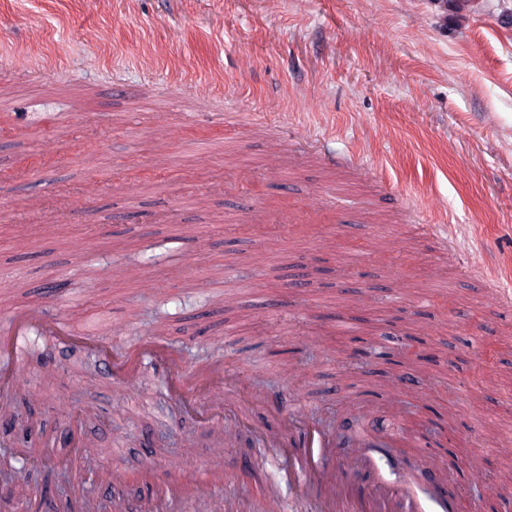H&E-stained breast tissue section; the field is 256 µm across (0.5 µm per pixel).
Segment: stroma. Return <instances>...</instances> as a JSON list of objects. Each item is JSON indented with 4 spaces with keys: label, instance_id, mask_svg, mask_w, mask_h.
Masks as SVG:
<instances>
[{
    "label": "stroma",
    "instance_id": "stroma-1",
    "mask_svg": "<svg viewBox=\"0 0 512 512\" xmlns=\"http://www.w3.org/2000/svg\"><path fill=\"white\" fill-rule=\"evenodd\" d=\"M0 52V296L79 308L116 355L164 324L184 362L222 360L348 437L453 423L465 512L502 490L512 314L470 277L491 261L512 287V0H0ZM252 206L289 220L228 223ZM367 342L391 360L354 371ZM11 371L31 433L0 422L26 483L0 512L133 503L213 464L222 493L182 512L303 501L279 449L211 440L223 410H180L154 363L124 387L92 346L32 333Z\"/></svg>",
    "mask_w": 512,
    "mask_h": 512
}]
</instances>
